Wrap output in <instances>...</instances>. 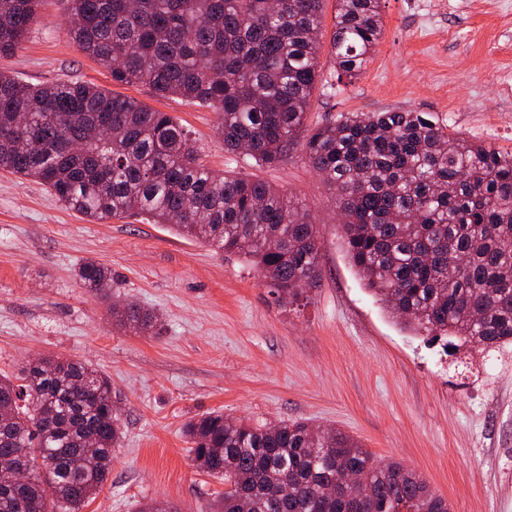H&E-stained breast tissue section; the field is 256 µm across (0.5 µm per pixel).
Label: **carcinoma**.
I'll return each instance as SVG.
<instances>
[{"instance_id": "1", "label": "carcinoma", "mask_w": 512, "mask_h": 512, "mask_svg": "<svg viewBox=\"0 0 512 512\" xmlns=\"http://www.w3.org/2000/svg\"><path fill=\"white\" fill-rule=\"evenodd\" d=\"M42 0H0V57L22 48ZM326 0H70L69 31L116 84L142 83L219 117L224 151L250 166L288 156L323 76ZM382 0H335L327 86L359 76L383 34ZM303 153L334 190L350 264L404 325L445 347L512 344V152L448 134L429 112H341ZM0 169L43 185L104 223L149 217L252 262L277 301L319 285V241L305 204L249 173L216 170L177 119L94 83L29 84L0 70ZM79 283L108 297L94 259ZM147 333L158 317L111 310ZM197 466L224 480L211 512H451L415 471L378 463L354 438L304 421L253 425L213 412L185 425ZM123 430L97 369L44 358L0 375V460L32 463L0 486V512H82L104 485ZM366 473L355 495L332 492ZM133 512H179L168 500Z\"/></svg>"}]
</instances>
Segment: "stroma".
<instances>
[{
    "instance_id": "1",
    "label": "stroma",
    "mask_w": 512,
    "mask_h": 512,
    "mask_svg": "<svg viewBox=\"0 0 512 512\" xmlns=\"http://www.w3.org/2000/svg\"><path fill=\"white\" fill-rule=\"evenodd\" d=\"M68 0H43L22 48L0 69L32 84L91 82L176 117L210 167L238 170L218 116L145 85H116L67 31ZM370 63L335 94L315 88L313 129L340 112H429L450 134L512 152V0H383ZM258 176L310 208L318 288L280 306L243 257L139 218L96 223L37 181L0 172V372L45 355L112 382L124 438L82 512H132L164 498L208 512L223 481L194 465L183 434L211 411L257 423L305 420L360 440L375 460L414 469L452 512H512V345L445 354L404 329L366 289L343 246L333 191L301 146ZM112 271V297L159 316L157 334L115 327L74 275Z\"/></svg>"
}]
</instances>
